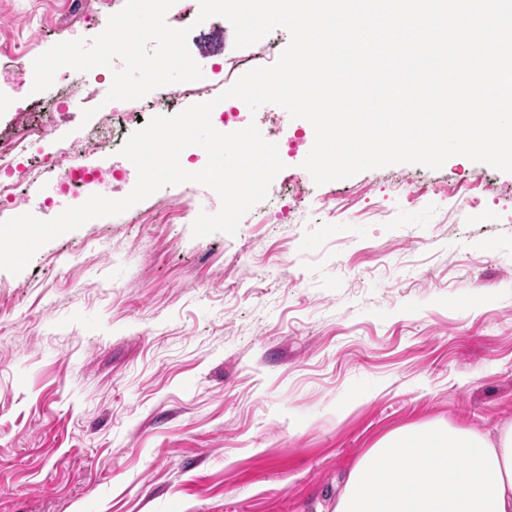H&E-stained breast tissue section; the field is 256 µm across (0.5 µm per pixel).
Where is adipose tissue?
I'll return each mask as SVG.
<instances>
[{"mask_svg": "<svg viewBox=\"0 0 512 512\" xmlns=\"http://www.w3.org/2000/svg\"><path fill=\"white\" fill-rule=\"evenodd\" d=\"M334 512H512V426L415 422L356 461Z\"/></svg>", "mask_w": 512, "mask_h": 512, "instance_id": "ef3b65f1", "label": "adipose tissue"}]
</instances>
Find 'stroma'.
I'll return each mask as SVG.
<instances>
[{"label": "stroma", "mask_w": 512, "mask_h": 512, "mask_svg": "<svg viewBox=\"0 0 512 512\" xmlns=\"http://www.w3.org/2000/svg\"><path fill=\"white\" fill-rule=\"evenodd\" d=\"M126 0H0V64L92 39ZM175 28L234 53L221 17ZM0 140L25 110L86 136L55 90L0 84ZM413 178L423 196L400 189ZM163 188L0 270V512H330L385 432L512 425V173L462 156L316 185L272 183L236 235L193 237Z\"/></svg>", "instance_id": "35a3bbf8"}]
</instances>
